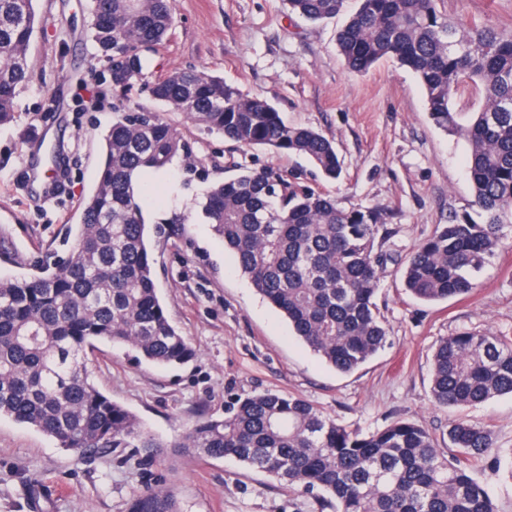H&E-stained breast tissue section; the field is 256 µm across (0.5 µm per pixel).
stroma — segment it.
<instances>
[{
  "instance_id": "stroma-1",
  "label": "stroma",
  "mask_w": 512,
  "mask_h": 512,
  "mask_svg": "<svg viewBox=\"0 0 512 512\" xmlns=\"http://www.w3.org/2000/svg\"><path fill=\"white\" fill-rule=\"evenodd\" d=\"M170 7L175 26L152 59V75L197 68L268 99L284 120L333 138L343 173L331 181L297 155L232 149L222 136L151 100L143 82L134 83L126 105L165 115L190 150L153 180L165 203L146 206L144 216L153 226L175 213L185 217L179 232L152 236L151 245L159 297L195 356L166 369L101 344L87 354L96 387L163 444L178 441L199 415L223 416L228 402L272 390L305 398L365 433L405 420L444 447L450 425L465 418L491 429L499 448H512V395L457 408L434 403L430 392L440 338L462 331L512 335V224L504 226V239L470 295L421 303L388 269L377 298L387 344L344 374L293 336L201 212L208 186L235 166L274 167L343 207L388 210L392 235L384 248L406 257L473 199L464 166L468 146L433 125L415 75L393 60L350 73L336 46L339 21H301L290 16L286 0H170ZM439 8L456 25L476 21L512 31V0H441ZM37 11L32 77L12 121L0 125V277L18 279L43 262L67 258L69 230L97 185L102 136L119 117L107 63L92 55L88 0H37ZM189 158L204 164L207 179L187 181ZM34 163L48 171L50 190H28ZM152 471L183 512H327L318 498L229 458L169 456ZM142 476L133 449L116 448L89 462L31 427L0 419V512H126ZM29 477L39 481L38 496L26 490Z\"/></svg>"
}]
</instances>
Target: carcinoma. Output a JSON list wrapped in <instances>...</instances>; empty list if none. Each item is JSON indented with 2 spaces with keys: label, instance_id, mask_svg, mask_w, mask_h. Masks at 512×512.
I'll return each mask as SVG.
<instances>
[{
  "label": "carcinoma",
  "instance_id": "1",
  "mask_svg": "<svg viewBox=\"0 0 512 512\" xmlns=\"http://www.w3.org/2000/svg\"><path fill=\"white\" fill-rule=\"evenodd\" d=\"M288 0L307 22L346 14L336 35L348 70L367 73L392 59L420 81L432 123L469 145L473 212L454 213L411 255L383 251L386 210L355 205L288 179L274 168H244L211 186L204 217L255 290L288 320L295 336L341 373L358 369L387 343L377 303L387 265L402 267L406 291L445 302L478 288V275L512 224V32L472 23L461 34L438 0ZM90 37L112 63L119 97L168 38V0H90ZM39 26L36 0H0V125L11 121L30 80L29 48ZM149 96L210 133L244 148L306 158L329 180L343 167L323 132L290 125L268 100L217 76L180 70L145 83ZM98 184L86 198L68 257L28 279L0 278V418L53 438L80 457L112 448L157 456L231 457L335 512H497L471 472L500 467L493 433L466 420L438 447L425 428L395 421L364 433L325 416L307 400L276 391L232 401L222 418L201 415L165 446L141 431L135 414L90 380L87 350L129 347L151 364L178 367L195 351L171 324L153 276L143 204L150 185L136 173L166 169L184 151L154 112L128 113L104 135ZM512 394V336L464 331L438 341L433 400L468 407ZM126 512H180L173 492L150 484Z\"/></svg>",
  "mask_w": 512,
  "mask_h": 512
}]
</instances>
